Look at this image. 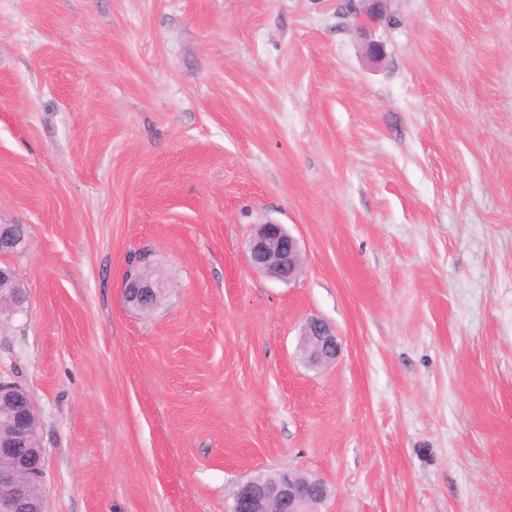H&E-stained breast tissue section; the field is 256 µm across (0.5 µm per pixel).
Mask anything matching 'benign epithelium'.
Masks as SVG:
<instances>
[{
    "label": "benign epithelium",
    "instance_id": "1",
    "mask_svg": "<svg viewBox=\"0 0 512 512\" xmlns=\"http://www.w3.org/2000/svg\"><path fill=\"white\" fill-rule=\"evenodd\" d=\"M245 256L249 266L271 279L288 282L301 271L297 240L281 224L257 225L248 240ZM165 290L159 279H128L124 285L125 302L141 309L158 292ZM304 359L317 366L333 362L340 346L336 330L320 319L305 322L301 331ZM11 405L12 430L0 439V512H44L42 476L44 449L38 442L39 417L28 391L16 382L0 379V401ZM306 487L283 473L272 486H262L255 477L240 486L232 512H303Z\"/></svg>",
    "mask_w": 512,
    "mask_h": 512
}]
</instances>
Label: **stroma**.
I'll return each instance as SVG.
<instances>
[{
    "instance_id": "35a3bbf8",
    "label": "stroma",
    "mask_w": 512,
    "mask_h": 512,
    "mask_svg": "<svg viewBox=\"0 0 512 512\" xmlns=\"http://www.w3.org/2000/svg\"><path fill=\"white\" fill-rule=\"evenodd\" d=\"M342 2L0 0V377L46 512H230L282 470L311 512H512V0ZM267 221L295 280L246 262ZM245 256L255 272L277 281H291L301 271L298 242L282 224H258L246 244ZM129 271L126 272L125 279ZM165 283L159 279L143 278V279H126L124 285L125 302L133 307L146 309L148 302L158 292L165 290ZM135 291L134 296L130 295V291ZM301 352L304 359L317 366L333 362L338 357L340 346L336 330L320 319H309L302 327Z\"/></svg>"
}]
</instances>
